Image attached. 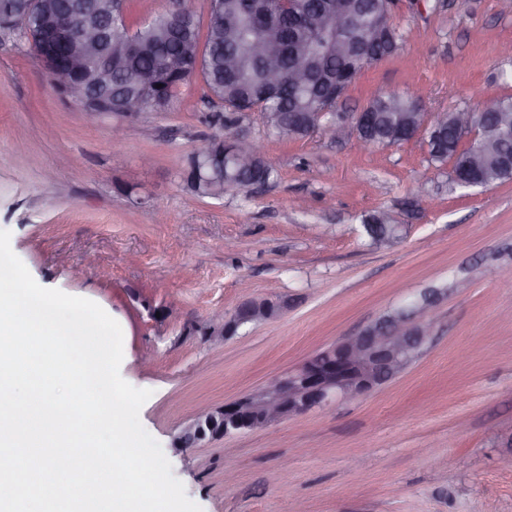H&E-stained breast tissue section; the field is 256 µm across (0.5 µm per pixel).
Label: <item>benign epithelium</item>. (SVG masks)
<instances>
[{"label":"benign epithelium","instance_id":"7a95c632","mask_svg":"<svg viewBox=\"0 0 512 512\" xmlns=\"http://www.w3.org/2000/svg\"><path fill=\"white\" fill-rule=\"evenodd\" d=\"M274 0H239L238 10L251 17L261 38L252 46V57L268 62L276 54L288 53L292 59L291 79H284L273 65L266 67L264 89L268 94L279 92L288 83L296 87L319 86L330 103L342 98L351 76L333 73L319 67L307 46L286 39L280 24L281 10L272 5ZM398 0H388L387 11L377 17L357 43L350 42L353 18L365 5L358 0H320L316 11L297 12L294 24L311 31L331 34L323 55L340 57L364 67L383 59L389 42L396 40L397 29L392 15ZM194 0H172L170 10L178 25L195 21ZM124 14L119 0L106 4L102 0H18L0 12V35L21 31L30 44L46 76L61 95L77 103L81 111L104 114L118 100L112 93L94 91L89 78L88 64L94 60L101 71V78L112 77V72L124 70L126 63L142 52L141 43L126 38L112 43V26L115 18ZM202 61L189 63V57L180 52L165 54L154 77L137 85L144 95L159 98L157 84L170 72L190 71L192 76L201 74ZM485 116L492 120L498 139L512 140V121L497 111L493 102L483 105ZM444 114L429 117L426 112H416L407 123L404 140L409 141L427 131L431 123L442 120ZM308 125L310 130L325 128L334 138L341 139L354 130L359 145H370L364 133L371 127L366 112H356L349 120L336 116L325 120L324 113L306 118L294 115L290 126ZM454 127L475 139L478 128L471 123L469 113H454ZM228 136L218 140L231 146L228 152L193 154L185 174L186 186L194 190L199 185L211 189V196L221 197L236 193L238 189L224 184V165L239 170L250 169L259 158H266L260 141L243 140L241 120L227 126ZM438 293L426 291L409 306L398 307L381 316L355 336L337 341L305 359L291 371L271 379L261 390L243 396L219 408H205L183 430L177 447L193 445L215 437H228L270 426L283 419L298 418L309 412L357 399L394 380L410 360L420 355L429 339L433 308ZM280 306L268 301L248 300L229 315H218L208 321L205 336L222 342L234 336L247 323L274 318Z\"/></svg>","mask_w":512,"mask_h":512}]
</instances>
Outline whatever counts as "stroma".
Wrapping results in <instances>:
<instances>
[{"instance_id": "stroma-1", "label": "stroma", "mask_w": 512, "mask_h": 512, "mask_svg": "<svg viewBox=\"0 0 512 512\" xmlns=\"http://www.w3.org/2000/svg\"><path fill=\"white\" fill-rule=\"evenodd\" d=\"M395 53L336 109L417 93L425 111L512 96L500 0H399ZM201 79L166 110L91 117L50 85L30 45L0 42V229L35 281L97 303L123 331L122 378L202 512H512V179L451 181L425 136L360 149L315 131L267 135L266 185L197 197L190 157L223 135ZM123 125L121 144L112 129ZM404 227L371 242L364 219ZM436 288L432 338L358 399L180 448L202 406L256 392L306 357ZM283 300L278 317L205 339L214 314Z\"/></svg>"}]
</instances>
